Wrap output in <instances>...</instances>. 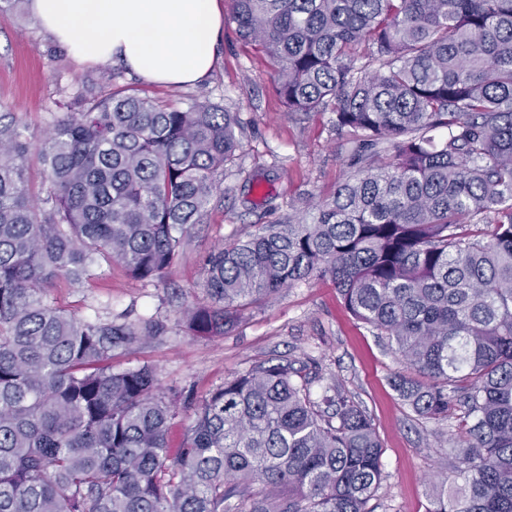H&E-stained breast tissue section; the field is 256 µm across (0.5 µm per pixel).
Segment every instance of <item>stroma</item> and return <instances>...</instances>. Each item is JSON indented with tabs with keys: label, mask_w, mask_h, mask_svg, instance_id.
<instances>
[{
	"label": "stroma",
	"mask_w": 512,
	"mask_h": 512,
	"mask_svg": "<svg viewBox=\"0 0 512 512\" xmlns=\"http://www.w3.org/2000/svg\"><path fill=\"white\" fill-rule=\"evenodd\" d=\"M106 71L114 74L115 85L160 101L182 107L193 99L236 113L243 151L224 169L223 202L211 211L208 224L190 232L167 280L134 281L116 265L102 268L81 287L57 280L51 300L81 317L127 313L162 322L160 336L115 352L112 365H150L162 390L180 394L181 406L169 428L170 448H179L195 408L225 381L259 363L288 360L313 377V395L330 384L366 409L384 448L375 512H427L431 479L455 476L449 448L460 437L459 421L423 419L401 402L391 386L400 364L384 338L345 310L331 279L299 284L244 309L237 326L221 336L193 335L179 321L182 308L203 298L196 284L211 245L232 243L258 225L281 220L299 194L333 192L348 161V146L330 113L288 112L273 92L265 57L241 41L229 21L204 81L157 85L141 83L118 66L76 61L34 21L24 2L0 7V113H12L25 125L31 149H39L58 117L79 111L84 96L108 94L100 80ZM267 195L272 205H265Z\"/></svg>",
	"instance_id": "1"
}]
</instances>
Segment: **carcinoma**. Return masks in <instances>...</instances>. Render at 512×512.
Returning a JSON list of instances; mask_svg holds the SVG:
<instances>
[{"label":"carcinoma","instance_id":"cac0c4a2","mask_svg":"<svg viewBox=\"0 0 512 512\" xmlns=\"http://www.w3.org/2000/svg\"><path fill=\"white\" fill-rule=\"evenodd\" d=\"M231 20L288 111L332 113L352 159L331 197L212 246L206 302L182 323L222 336L242 309L330 277L406 368L401 401L463 414L428 512H512V0H232ZM236 126L214 104L89 95L48 132L35 197L21 125L0 114V512H375L382 443L334 388L317 400L293 364H257L197 407L172 454L178 401L152 366L112 368L159 321L49 300L105 265L164 281L224 198Z\"/></svg>","mask_w":512,"mask_h":512}]
</instances>
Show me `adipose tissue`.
Returning a JSON list of instances; mask_svg holds the SVG:
<instances>
[{"instance_id": "obj_1", "label": "adipose tissue", "mask_w": 512, "mask_h": 512, "mask_svg": "<svg viewBox=\"0 0 512 512\" xmlns=\"http://www.w3.org/2000/svg\"><path fill=\"white\" fill-rule=\"evenodd\" d=\"M30 8L77 61L121 64L146 83L203 80L222 32L219 0H30Z\"/></svg>"}]
</instances>
